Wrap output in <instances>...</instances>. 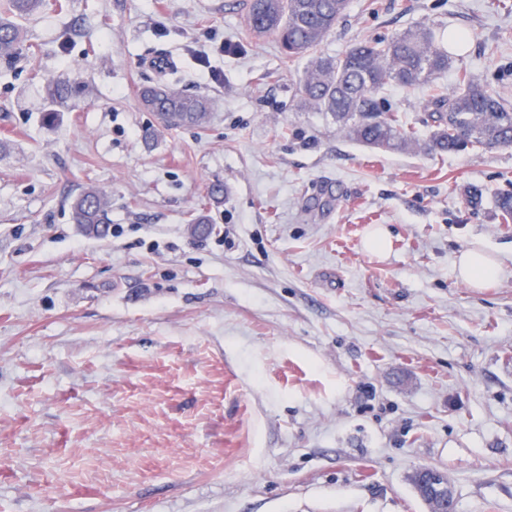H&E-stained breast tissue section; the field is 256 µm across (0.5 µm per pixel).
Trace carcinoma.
Instances as JSON below:
<instances>
[{"label":"carcinoma","mask_w":512,"mask_h":512,"mask_svg":"<svg viewBox=\"0 0 512 512\" xmlns=\"http://www.w3.org/2000/svg\"><path fill=\"white\" fill-rule=\"evenodd\" d=\"M44 0H8L0 16V60L13 64L22 55L23 28L18 19L43 11ZM347 0H250L245 33L277 36L283 57L307 65L300 79L305 101L329 113L348 136L361 144L395 151L419 145L398 111L382 97L385 87L431 90L424 105L431 129L424 147L448 154L468 147H512V103L490 91L463 71L458 87L446 92L435 85L448 68V47L428 27L416 26L387 40L359 41L332 57L317 53L324 38L344 15ZM82 83L74 76L48 82L43 119L52 124L58 108L78 101ZM143 107L167 128L202 127L208 120V102L172 86L140 90ZM112 199L90 186L71 202L73 220L84 232L103 237L108 232ZM495 209L505 224L512 222V193L498 196Z\"/></svg>","instance_id":"carcinoma-1"}]
</instances>
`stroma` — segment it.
I'll return each mask as SVG.
<instances>
[{
  "instance_id": "1",
  "label": "stroma",
  "mask_w": 512,
  "mask_h": 512,
  "mask_svg": "<svg viewBox=\"0 0 512 512\" xmlns=\"http://www.w3.org/2000/svg\"><path fill=\"white\" fill-rule=\"evenodd\" d=\"M372 1L324 54L460 32L437 85L465 70L512 102L511 10ZM48 2L0 61V512H428L421 467L455 512H512V147L352 141L303 104L304 62L245 35L247 0ZM75 74L81 103L45 128V79ZM156 81L209 122L146 144ZM385 97L425 138L427 90ZM89 185L120 235L73 224ZM478 241L503 263L488 288L454 274ZM430 477V482L420 483V494L431 504L430 512H447L448 504L454 503V495L443 472L432 467H422L416 471ZM438 489V492L435 491Z\"/></svg>"
}]
</instances>
